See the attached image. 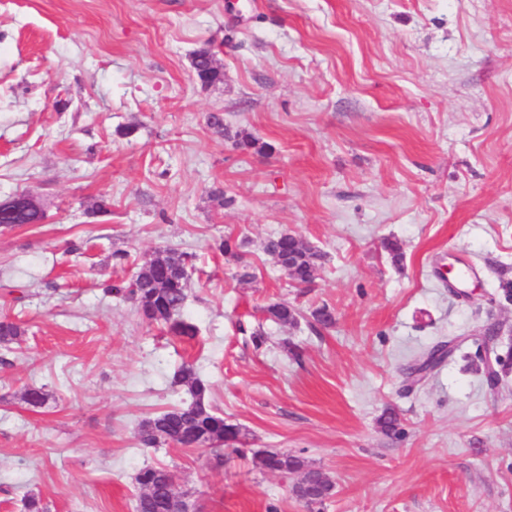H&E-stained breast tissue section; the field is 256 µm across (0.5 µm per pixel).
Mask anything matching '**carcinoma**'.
<instances>
[{
    "label": "carcinoma",
    "instance_id": "carcinoma-1",
    "mask_svg": "<svg viewBox=\"0 0 512 512\" xmlns=\"http://www.w3.org/2000/svg\"><path fill=\"white\" fill-rule=\"evenodd\" d=\"M193 64L201 83L211 84L221 78V71L213 66L210 50H197ZM14 204L13 196L0 199V226L36 224L43 217V212L38 209L17 213L13 210ZM242 247L243 243L231 236L218 243L220 252L239 260L243 258ZM265 249L282 268L293 267V280L308 285L317 278L323 254L312 250L297 236L283 233L269 240ZM192 269V256L166 249L144 266L132 281H113L108 292L131 299L146 321L161 325L170 335L193 338L197 329L181 314ZM263 313L266 319L280 324H295L300 317L299 310L288 302L270 304ZM24 333L19 323L7 316L0 318V345L8 347L18 342ZM173 383L186 387L190 399L144 420L139 428V444L144 448L174 444L188 450H219L227 446L235 452L240 451V446L246 443L241 427L225 421L224 416L206 402L210 385L199 377L194 366L190 363L178 366ZM22 399L32 407H41L48 394L41 388L27 387ZM252 463L265 472L301 474L293 492L309 507L323 504L334 490L333 482L325 474L309 466L298 455L256 451L252 453ZM135 480L139 492L133 502V512H186L184 501L175 491V477L168 469L148 465L139 470Z\"/></svg>",
    "mask_w": 512,
    "mask_h": 512
}]
</instances>
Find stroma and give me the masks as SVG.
Listing matches in <instances>:
<instances>
[{
  "label": "stroma",
  "mask_w": 512,
  "mask_h": 512,
  "mask_svg": "<svg viewBox=\"0 0 512 512\" xmlns=\"http://www.w3.org/2000/svg\"><path fill=\"white\" fill-rule=\"evenodd\" d=\"M21 192L46 218L0 228V317L24 330L0 347V512H131L147 465L193 512H512V0H0V197ZM284 232L323 253L312 285L266 252ZM167 248L195 257L191 340L104 291ZM283 301L298 324L264 319ZM322 305L335 322L312 328ZM185 361L243 453L139 446L186 400ZM257 450L302 456L333 495L306 508ZM193 64L201 83L211 84L221 78V71L214 64L213 54L209 49L202 48L194 53ZM212 59V60H211Z\"/></svg>",
  "instance_id": "1"
}]
</instances>
